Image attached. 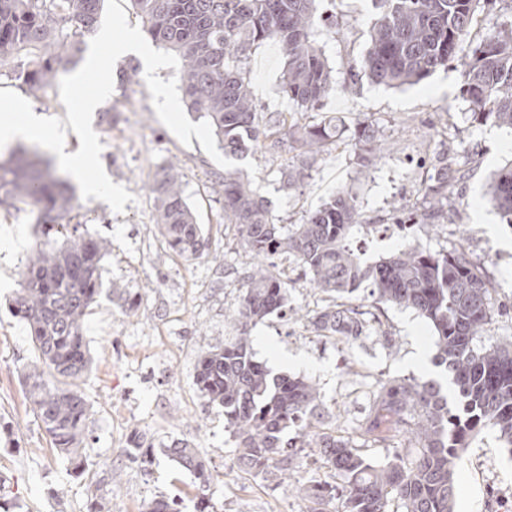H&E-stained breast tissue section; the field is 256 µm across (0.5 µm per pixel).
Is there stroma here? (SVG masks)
<instances>
[{
	"label": "stroma",
	"instance_id": "stroma-1",
	"mask_svg": "<svg viewBox=\"0 0 512 512\" xmlns=\"http://www.w3.org/2000/svg\"><path fill=\"white\" fill-rule=\"evenodd\" d=\"M317 11L336 21L318 35L334 77L320 111H299L279 93L284 55L277 42L256 48L246 69L265 120L294 114L312 124L337 116L347 134L293 188L284 182L290 158L284 144L250 151L236 159L237 170L269 202L277 224L302 223L337 190L352 189L362 224L349 244L364 261L409 246L433 254L464 250L491 291V317L475 347L512 342V225L486 197L491 173L512 162V128L472 120L456 63L413 86L372 83L360 60L378 13L374 0H317ZM360 122L377 137L369 162L359 159L349 134ZM92 128L103 146L107 175L134 199L120 215L103 201L78 199L74 221L111 241L102 262L103 285H120L136 303L130 307L119 297L101 296L83 321L95 365L81 384L91 417L84 471L74 473L51 449L24 398L21 373L36 352L28 326L10 310L41 229L24 209L0 211V494L19 501L22 512H87L95 492L110 500L112 512H143L162 495L178 499L181 512H195L193 475L161 452L180 439L209 465L215 512H302L297 486L332 480V473L309 457L296 460L280 485L245 473L224 428L223 409L205 407L194 381L198 356L235 334L234 315L255 263L236 226L224 221V199L216 191L223 167L200 142L184 145L160 122L142 80L129 90L115 88L95 109ZM170 166L207 238L204 254L194 260L167 250L154 222L150 186ZM443 170L448 209L434 221L424 189ZM275 263L288 267V310L251 327L253 351L273 373L317 384L318 428L359 439L378 380L441 375L433 330L418 313L378 303L359 289L343 301L361 311V336L350 343L320 336L311 320L334 305L333 295L314 288L296 263L280 256ZM135 430L158 450L146 470L125 455ZM453 484V512H512V452L495 429L484 427L471 437L456 462Z\"/></svg>",
	"mask_w": 512,
	"mask_h": 512
}]
</instances>
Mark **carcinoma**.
<instances>
[{
    "label": "carcinoma",
    "mask_w": 512,
    "mask_h": 512,
    "mask_svg": "<svg viewBox=\"0 0 512 512\" xmlns=\"http://www.w3.org/2000/svg\"><path fill=\"white\" fill-rule=\"evenodd\" d=\"M146 37L182 61L181 102L212 125L224 156L239 158L274 134L297 151L285 182L293 187L304 171L339 140L344 122L330 117L301 125L281 122L272 130L252 95L245 69L252 48L274 40L286 71L280 93L303 112L317 110L332 90V68L316 39L315 0H131ZM379 14L360 61L368 77L389 87L414 85L451 62L463 66V96L477 121L512 127V19L494 20L476 43L467 34L478 8L497 0H375ZM104 0H0V70L36 97L84 51L85 37L101 25ZM374 131L359 126L355 147L364 160L372 153ZM224 221L237 226L243 246L260 262L247 277L236 316L239 333L198 356L195 384L207 405L224 410V428L235 439L242 468L270 482L288 475L304 449L316 445L320 465L345 477L298 488L307 512H391L395 499L406 512H453L455 460L478 429L491 425L512 452V346L472 345L490 317V289L460 251L431 254L410 246L371 265L349 247L361 223L357 196L340 189L301 224H276L268 202L235 172L218 182ZM155 219L169 250L200 257L207 242L183 196L179 174L168 167L154 179ZM436 208L448 199V182L428 186ZM489 201L512 225V164L494 172ZM22 204L42 239L22 272L13 313L30 330L37 361L24 372V392L40 428L57 454L80 457L90 419L80 383L92 356L83 321L103 293L101 261L112 243L71 223L74 196L67 180L42 166L37 153L18 150L0 160V209ZM285 254L310 275L314 287L339 295L360 287L380 303L411 309L435 332V358L455 385L461 406L451 409L441 384L430 380L383 381L374 398V420L391 423L396 434L414 441L409 464L377 467L348 439L313 430L318 387L302 378L272 373L258 361L248 327L286 313L288 287L269 258ZM314 329L345 341L362 333L354 309L328 307ZM293 430L300 443L284 438ZM126 455L144 467L156 449L133 433ZM193 473L199 512L209 509L211 473L204 458L184 440L164 449Z\"/></svg>",
    "instance_id": "cac0c4a2"
}]
</instances>
